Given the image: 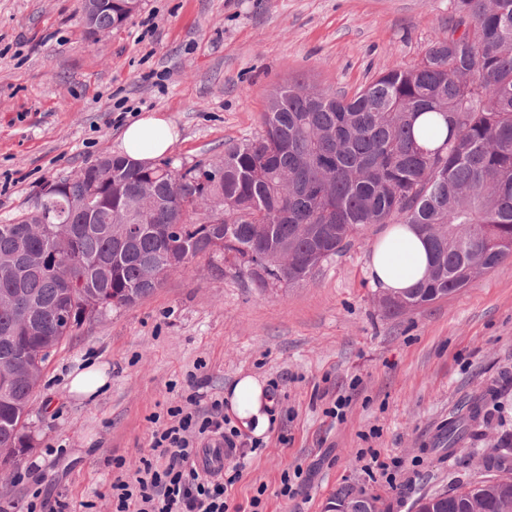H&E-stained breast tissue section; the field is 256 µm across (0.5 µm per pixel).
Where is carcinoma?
Instances as JSON below:
<instances>
[{
  "instance_id": "cac0c4a2",
  "label": "carcinoma",
  "mask_w": 512,
  "mask_h": 512,
  "mask_svg": "<svg viewBox=\"0 0 512 512\" xmlns=\"http://www.w3.org/2000/svg\"><path fill=\"white\" fill-rule=\"evenodd\" d=\"M126 0L98 25L119 29ZM445 121L442 144L414 123ZM54 181L33 212L0 223V462L24 446L46 362L107 308H129L201 255L256 287L310 279L373 224H411L431 254L405 299L414 311L512 258V0H453L448 36L352 97L302 81L268 97L260 133L211 162L176 168L110 156ZM219 204V211L211 203ZM485 474L418 500L419 512H512V441L484 452Z\"/></svg>"
}]
</instances>
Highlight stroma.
I'll use <instances>...</instances> for the list:
<instances>
[{"instance_id": "obj_1", "label": "stroma", "mask_w": 512, "mask_h": 512, "mask_svg": "<svg viewBox=\"0 0 512 512\" xmlns=\"http://www.w3.org/2000/svg\"><path fill=\"white\" fill-rule=\"evenodd\" d=\"M451 0H143L123 27L89 38L80 0H0V222L40 185L115 152L124 126L161 112L177 138L167 157L222 156L262 125L276 87L301 79L352 96L393 64L418 60L448 33ZM375 224L295 286L255 288L224 262L197 258L129 309L75 330L50 357L30 406L27 448L9 467L8 499L34 491L71 512L111 495L113 459L134 475L154 420L191 394L223 399L240 376L273 387L264 447L231 497L240 512H325L338 490L414 512L421 495L482 474V454L512 434V261L410 312L380 304L368 277ZM110 365L108 389H67L82 364ZM344 422L324 414L337 396ZM498 418L471 427L474 410ZM461 431L452 450L441 439ZM370 447L398 462L394 479L358 459ZM302 470L299 496L279 495Z\"/></svg>"}]
</instances>
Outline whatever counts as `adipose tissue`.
Wrapping results in <instances>:
<instances>
[{"label": "adipose tissue", "instance_id": "ef3b65f1", "mask_svg": "<svg viewBox=\"0 0 512 512\" xmlns=\"http://www.w3.org/2000/svg\"><path fill=\"white\" fill-rule=\"evenodd\" d=\"M176 133L166 115L155 112L128 124L118 148L132 159L149 162L166 154ZM429 253L423 239L407 224L391 227L373 246L369 277L389 295H399L416 287L424 278ZM231 412L253 435L263 436L270 427L273 400L264 382L252 375L239 378L225 395Z\"/></svg>", "mask_w": 512, "mask_h": 512}]
</instances>
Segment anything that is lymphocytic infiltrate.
I'll use <instances>...</instances> for the list:
<instances>
[{
    "label": "lymphocytic infiltrate",
    "instance_id": "obj_1",
    "mask_svg": "<svg viewBox=\"0 0 512 512\" xmlns=\"http://www.w3.org/2000/svg\"><path fill=\"white\" fill-rule=\"evenodd\" d=\"M168 415L169 423L153 431L134 475L113 480L111 512H231L228 490L261 441L243 439L219 400L204 407L193 394L186 405L169 408ZM221 447L232 452L230 471L199 468L202 449Z\"/></svg>",
    "mask_w": 512,
    "mask_h": 512
}]
</instances>
